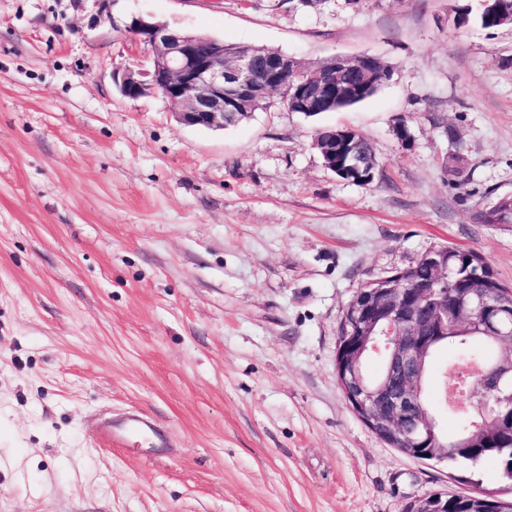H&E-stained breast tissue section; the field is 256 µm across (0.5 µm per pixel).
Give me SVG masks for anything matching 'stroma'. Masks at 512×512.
<instances>
[{
    "mask_svg": "<svg viewBox=\"0 0 512 512\" xmlns=\"http://www.w3.org/2000/svg\"><path fill=\"white\" fill-rule=\"evenodd\" d=\"M481 0H0V512H403L426 493L512 498L495 461H421L350 409L346 305L424 252H478L512 288V25ZM311 65L375 55L373 96L181 124L113 76L147 64L132 17ZM405 118L412 141L395 132ZM322 127L368 139L367 186ZM138 410L166 448L105 444ZM336 129L331 132L329 138L320 140L317 136L314 141V147L320 153L324 166L335 174L347 171L359 177L366 175L373 177L376 174L377 162H373L368 157H362L352 148L356 131ZM499 200L495 205L479 213L482 224H512V206L505 202L499 203Z\"/></svg>",
    "mask_w": 512,
    "mask_h": 512,
    "instance_id": "35a3bbf8",
    "label": "stroma"
}]
</instances>
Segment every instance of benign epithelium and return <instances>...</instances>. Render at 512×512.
Instances as JSON below:
<instances>
[{
    "instance_id": "1",
    "label": "benign epithelium",
    "mask_w": 512,
    "mask_h": 512,
    "mask_svg": "<svg viewBox=\"0 0 512 512\" xmlns=\"http://www.w3.org/2000/svg\"><path fill=\"white\" fill-rule=\"evenodd\" d=\"M132 37L150 47L148 68L137 65L117 76L120 93L128 99L159 95L177 120L188 126L222 130L243 112L270 102L288 85L283 105L310 116L326 112L352 96L340 75L354 70L360 87L385 84L391 71L371 55H335L313 68L301 66L280 51L254 47L224 55V44L213 51L215 39L173 29L151 16H138L128 26ZM299 77L295 84L288 76ZM356 131L338 129L315 139L324 166L333 173L374 175L377 163L353 149ZM422 260L439 273L438 287L413 288L404 272L374 281L348 303L344 331L338 339L336 373L353 413L393 448L440 458L448 442L434 431L435 418L421 403L430 360L439 339L448 331L451 313L491 337L498 349L495 361L474 372L466 394L481 398L471 408L491 414L498 429L512 434V309L491 301L487 289L499 287L492 271L470 260L464 272L448 275L445 251H428ZM371 355L386 358L383 379L366 380L362 365ZM433 493L410 502L404 512H441Z\"/></svg>"
}]
</instances>
